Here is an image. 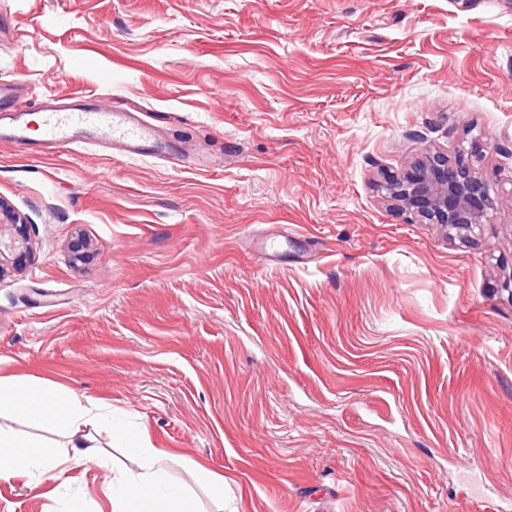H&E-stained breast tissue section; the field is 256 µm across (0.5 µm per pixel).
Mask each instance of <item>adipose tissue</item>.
<instances>
[{
	"label": "adipose tissue",
	"instance_id": "ef3b65f1",
	"mask_svg": "<svg viewBox=\"0 0 512 512\" xmlns=\"http://www.w3.org/2000/svg\"><path fill=\"white\" fill-rule=\"evenodd\" d=\"M0 395L5 398L6 407L14 412L66 431L71 448L66 454L53 444L35 441L26 432L0 429V478L38 468L52 470L72 455L90 462L99 461L92 439L81 432L77 423L76 398H58L36 383L15 384L2 380ZM112 436L136 448L140 457L137 471L121 472L113 477L112 512H134L137 504L144 501L149 504V512H199L191 496L159 491L166 477L170 451L140 447L139 434L123 428L113 430Z\"/></svg>",
	"mask_w": 512,
	"mask_h": 512
}]
</instances>
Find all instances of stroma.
Segmentation results:
<instances>
[{
  "instance_id": "obj_1",
  "label": "stroma",
  "mask_w": 512,
  "mask_h": 512,
  "mask_svg": "<svg viewBox=\"0 0 512 512\" xmlns=\"http://www.w3.org/2000/svg\"><path fill=\"white\" fill-rule=\"evenodd\" d=\"M0 84L170 140L0 137V375L77 395L108 459L0 479V512H112L113 420L201 512L512 503V0H0ZM433 154L483 223L385 198Z\"/></svg>"
}]
</instances>
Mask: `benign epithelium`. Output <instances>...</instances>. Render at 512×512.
<instances>
[{"mask_svg":"<svg viewBox=\"0 0 512 512\" xmlns=\"http://www.w3.org/2000/svg\"><path fill=\"white\" fill-rule=\"evenodd\" d=\"M480 198L471 183L464 179H450L439 170L428 169L412 174V183L403 190L399 200L400 210L414 217L426 211L437 212L441 218L436 223L447 227L459 225L460 216H468V224L481 222Z\"/></svg>","mask_w":512,"mask_h":512,"instance_id":"obj_1","label":"benign epithelium"}]
</instances>
